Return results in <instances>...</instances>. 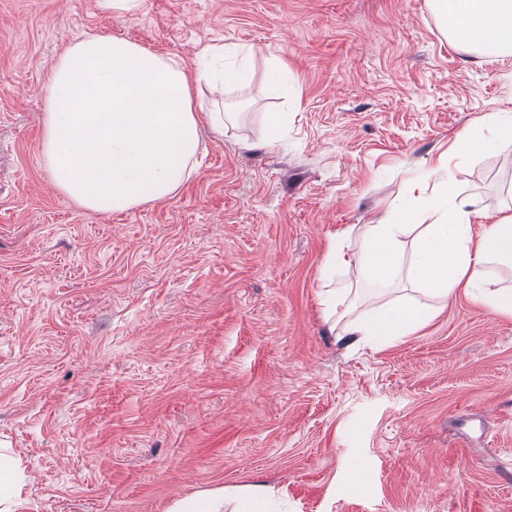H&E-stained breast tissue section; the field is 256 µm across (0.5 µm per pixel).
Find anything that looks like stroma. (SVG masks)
<instances>
[{"mask_svg": "<svg viewBox=\"0 0 512 512\" xmlns=\"http://www.w3.org/2000/svg\"><path fill=\"white\" fill-rule=\"evenodd\" d=\"M90 34L194 69L254 51L239 113L170 198L89 212L41 160L47 80ZM280 63L296 88L266 84ZM288 125L268 144L265 116ZM512 113V55L458 51L426 0H0V448L16 512H168L262 484L279 512H512V315L457 289L378 346L323 298L331 245L397 209L459 134ZM450 188L512 214V145ZM27 485L20 456L0 452V511L14 512ZM170 512H223L224 491L216 489L175 502Z\"/></svg>", "mask_w": 512, "mask_h": 512, "instance_id": "35a3bbf8", "label": "stroma"}]
</instances>
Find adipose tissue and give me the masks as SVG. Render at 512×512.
<instances>
[{"instance_id": "adipose-tissue-1", "label": "adipose tissue", "mask_w": 512, "mask_h": 512, "mask_svg": "<svg viewBox=\"0 0 512 512\" xmlns=\"http://www.w3.org/2000/svg\"><path fill=\"white\" fill-rule=\"evenodd\" d=\"M457 48L483 56L512 52V0H428ZM202 75L216 91L249 85L251 48L204 49ZM486 138L462 133L431 168L442 175L449 157L463 158L512 144V113L489 116ZM224 130V115L194 102L183 66L140 45L96 34L69 45L46 85L41 159L56 188L89 211L124 212L175 195L192 175L191 160L203 126ZM476 202L469 197L417 194L389 218L367 225L349 246L334 245L324 274L355 273L365 280L413 283L416 299L373 308L351 321V342L377 344L408 334L433 315L434 303L456 288L512 314V289L487 293L480 283L491 261L512 262V214L495 218L480 238L470 224ZM416 233L412 253L402 239ZM27 485L20 456L0 452V512H15Z\"/></svg>"}]
</instances>
